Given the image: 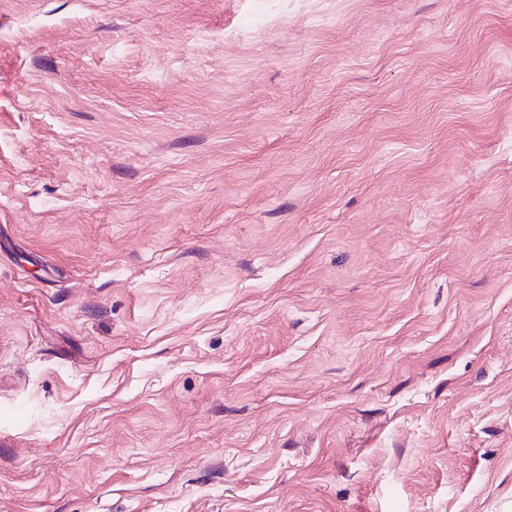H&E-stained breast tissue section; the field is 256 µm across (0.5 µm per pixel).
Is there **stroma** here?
<instances>
[{
	"label": "stroma",
	"instance_id": "1",
	"mask_svg": "<svg viewBox=\"0 0 512 512\" xmlns=\"http://www.w3.org/2000/svg\"><path fill=\"white\" fill-rule=\"evenodd\" d=\"M0 512H512V0H0Z\"/></svg>",
	"mask_w": 512,
	"mask_h": 512
}]
</instances>
